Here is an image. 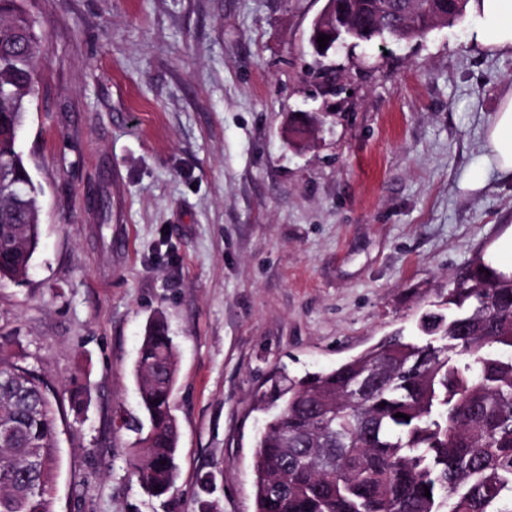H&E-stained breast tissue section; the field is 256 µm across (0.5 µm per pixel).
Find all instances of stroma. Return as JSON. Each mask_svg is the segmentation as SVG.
<instances>
[{
  "instance_id": "35a3bbf8",
  "label": "stroma",
  "mask_w": 512,
  "mask_h": 512,
  "mask_svg": "<svg viewBox=\"0 0 512 512\" xmlns=\"http://www.w3.org/2000/svg\"><path fill=\"white\" fill-rule=\"evenodd\" d=\"M48 42L20 146L41 184L28 277L0 284V333L66 399L51 512H253L273 380L416 336L448 279L512 231V177L483 171L512 50L473 21L327 61L325 0H23ZM317 118L288 144L292 113ZM178 346V478L161 500L128 462L146 322Z\"/></svg>"
}]
</instances>
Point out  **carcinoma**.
<instances>
[{"mask_svg": "<svg viewBox=\"0 0 512 512\" xmlns=\"http://www.w3.org/2000/svg\"><path fill=\"white\" fill-rule=\"evenodd\" d=\"M439 0H353L354 44L426 34ZM469 0H451L443 25ZM47 49L36 22L0 0V282L19 283L39 245L42 188L19 148L29 81ZM424 343L395 332L329 371L272 385L254 455L255 512H512V274L478 255L448 281L442 308L420 316ZM0 336V512H50L59 467L58 400ZM177 346L161 318L147 323L135 377L145 420L129 464L151 497L176 485L179 425L171 411ZM89 390L76 383L80 411ZM402 413L409 419L396 418ZM430 489L431 497L425 496ZM214 481L200 512H218Z\"/></svg>", "mask_w": 512, "mask_h": 512, "instance_id": "1", "label": "carcinoma"}]
</instances>
